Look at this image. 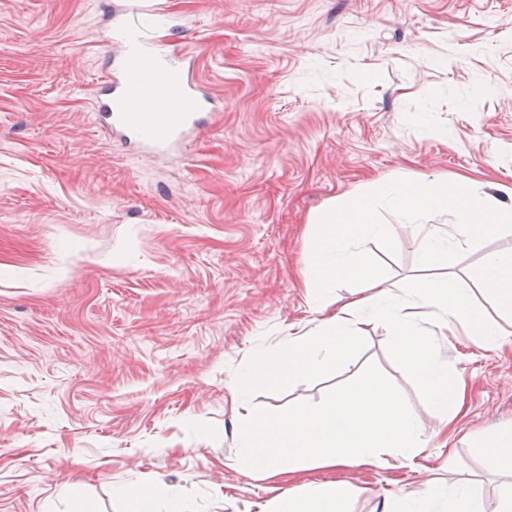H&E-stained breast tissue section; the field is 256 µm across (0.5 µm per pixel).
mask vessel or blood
Returning <instances> with one entry per match:
<instances>
[{
  "mask_svg": "<svg viewBox=\"0 0 512 512\" xmlns=\"http://www.w3.org/2000/svg\"><path fill=\"white\" fill-rule=\"evenodd\" d=\"M114 75L95 89L93 107L108 135L164 153L194 134L209 95L155 41L132 30Z\"/></svg>",
  "mask_w": 512,
  "mask_h": 512,
  "instance_id": "vessel-or-blood-1",
  "label": "vessel or blood"
}]
</instances>
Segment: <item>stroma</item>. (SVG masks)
Segmentation results:
<instances>
[{
    "instance_id": "1",
    "label": "stroma",
    "mask_w": 512,
    "mask_h": 512,
    "mask_svg": "<svg viewBox=\"0 0 512 512\" xmlns=\"http://www.w3.org/2000/svg\"><path fill=\"white\" fill-rule=\"evenodd\" d=\"M154 2V40L217 101L163 157L109 138L93 112L128 0H0V512H119L116 490L135 483L193 512H271L274 488L329 480L350 488L344 512L434 485L444 512L462 482L496 512L512 473L481 442L512 427V343L434 327L464 390L450 433L371 317L339 372L248 400L317 404L377 365L419 421L399 468L252 472L236 373L320 322L308 224L332 200L437 175L512 204V0ZM382 218L396 254L363 248L400 288L425 273L421 234Z\"/></svg>"
}]
</instances>
